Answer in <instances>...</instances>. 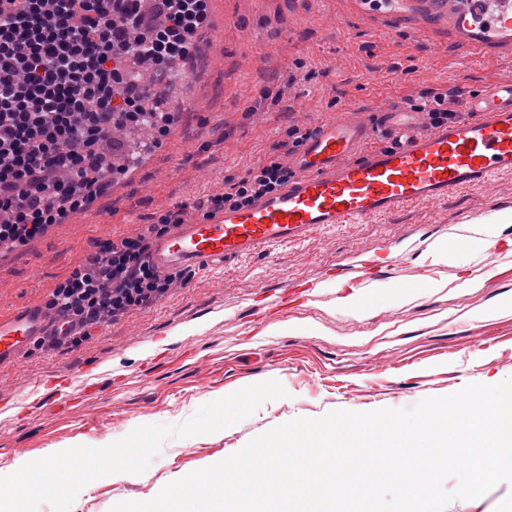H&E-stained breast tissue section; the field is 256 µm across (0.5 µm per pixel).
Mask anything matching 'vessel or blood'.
<instances>
[{"instance_id":"obj_1","label":"vessel or blood","mask_w":512,"mask_h":512,"mask_svg":"<svg viewBox=\"0 0 512 512\" xmlns=\"http://www.w3.org/2000/svg\"><path fill=\"white\" fill-rule=\"evenodd\" d=\"M421 28L448 25L460 44L512 48V0H411ZM292 172L276 191L246 206L188 217L153 238L148 259L160 273L217 270L244 256L305 239L317 230L434 202L512 171V80L482 86L452 120L394 101L375 112L305 128L290 147ZM74 330L39 302L0 314V370L18 366L49 340Z\"/></svg>"}]
</instances>
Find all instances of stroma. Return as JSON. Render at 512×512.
Listing matches in <instances>:
<instances>
[{
    "label": "stroma",
    "mask_w": 512,
    "mask_h": 512,
    "mask_svg": "<svg viewBox=\"0 0 512 512\" xmlns=\"http://www.w3.org/2000/svg\"><path fill=\"white\" fill-rule=\"evenodd\" d=\"M353 0H208L213 25L205 57L166 79L160 108L172 116L160 147L91 207L69 214L27 244L0 250V311L46 301L87 251L141 233L164 211L223 193L224 179L282 158L289 125L373 111L422 90L473 91L512 79V56L444 49L395 19L365 14ZM512 172L402 212L319 230L223 270L194 269L146 308L92 329L77 345L36 348L0 372V475L16 460L120 439L133 425L177 424L202 405L275 379L286 397L240 424L168 439L145 482L100 478L71 512H110L151 499L156 486L239 451L295 418L333 410L404 409L469 383L512 377ZM461 241L454 259L441 240ZM374 284L414 289L399 308L384 300L361 319L340 314L362 261ZM308 296L283 306L284 290Z\"/></svg>",
    "instance_id": "35a3bbf8"
}]
</instances>
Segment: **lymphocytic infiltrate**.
Instances as JSON below:
<instances>
[{
    "label": "lymphocytic infiltrate",
    "instance_id": "lymphocytic-infiltrate-1",
    "mask_svg": "<svg viewBox=\"0 0 512 512\" xmlns=\"http://www.w3.org/2000/svg\"><path fill=\"white\" fill-rule=\"evenodd\" d=\"M209 25L207 0H0V243H25L95 202L93 173H115L101 145L148 121L151 88L130 76V60L163 75L197 54ZM288 176L276 159L249 167L206 209L246 206ZM181 221L167 211L146 233L86 255L47 307L88 328L155 304L174 279L150 266L148 242Z\"/></svg>",
    "mask_w": 512,
    "mask_h": 512
}]
</instances>
